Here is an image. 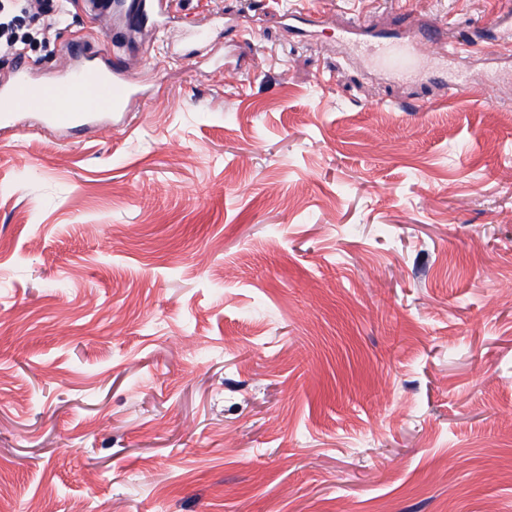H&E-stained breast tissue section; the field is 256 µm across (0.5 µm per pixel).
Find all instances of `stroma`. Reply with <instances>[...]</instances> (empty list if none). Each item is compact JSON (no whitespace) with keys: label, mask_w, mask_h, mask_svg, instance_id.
<instances>
[{"label":"stroma","mask_w":512,"mask_h":512,"mask_svg":"<svg viewBox=\"0 0 512 512\" xmlns=\"http://www.w3.org/2000/svg\"><path fill=\"white\" fill-rule=\"evenodd\" d=\"M273 2L18 18L143 93L0 129V512H512V0ZM407 13L467 53L341 33ZM412 39L398 44H387L383 41H372L363 45L368 61L373 65L385 67L400 66L410 56L422 57L430 54L432 57H448L455 50H449L448 42L441 28L431 24L428 20H417L414 23Z\"/></svg>","instance_id":"stroma-1"}]
</instances>
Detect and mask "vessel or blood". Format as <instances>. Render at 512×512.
Here are the masks:
<instances>
[{
	"mask_svg": "<svg viewBox=\"0 0 512 512\" xmlns=\"http://www.w3.org/2000/svg\"><path fill=\"white\" fill-rule=\"evenodd\" d=\"M86 11L104 16L108 8L121 10L128 21L151 16L163 19L171 0H81ZM449 42L441 28L419 20L412 39L398 44L373 41L363 49L371 64L398 66L410 56L445 57ZM137 83L120 63L92 64L53 84L32 82L26 67H18L12 79L0 85V125L11 123L25 110L40 116L46 127L63 131L78 130L108 112L124 111L137 96Z\"/></svg>",
	"mask_w": 512,
	"mask_h": 512,
	"instance_id": "b4317fda",
	"label": "vessel or blood"
}]
</instances>
